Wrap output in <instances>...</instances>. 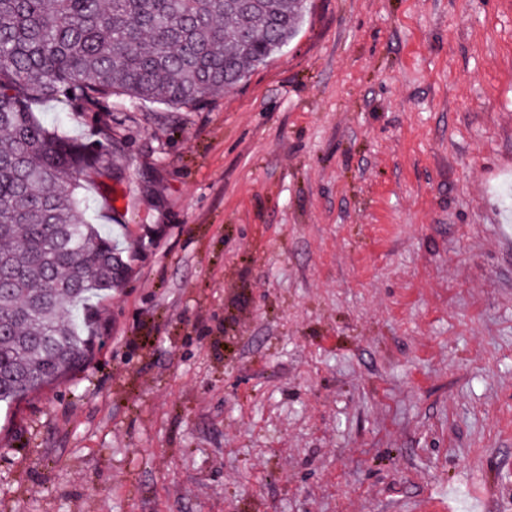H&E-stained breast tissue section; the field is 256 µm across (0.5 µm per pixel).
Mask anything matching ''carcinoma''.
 <instances>
[{"label":"carcinoma","mask_w":512,"mask_h":512,"mask_svg":"<svg viewBox=\"0 0 512 512\" xmlns=\"http://www.w3.org/2000/svg\"><path fill=\"white\" fill-rule=\"evenodd\" d=\"M308 0H0V401L78 368L91 293L127 272L82 209L84 181L112 180V151L33 111L65 98L197 106L296 36Z\"/></svg>","instance_id":"obj_1"}]
</instances>
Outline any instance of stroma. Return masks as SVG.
I'll list each match as a JSON object with an SVG mask.
<instances>
[{
  "instance_id": "35a3bbf8",
  "label": "stroma",
  "mask_w": 512,
  "mask_h": 512,
  "mask_svg": "<svg viewBox=\"0 0 512 512\" xmlns=\"http://www.w3.org/2000/svg\"><path fill=\"white\" fill-rule=\"evenodd\" d=\"M36 110L111 147L129 274L0 404V512H512V0H309L201 105Z\"/></svg>"
}]
</instances>
